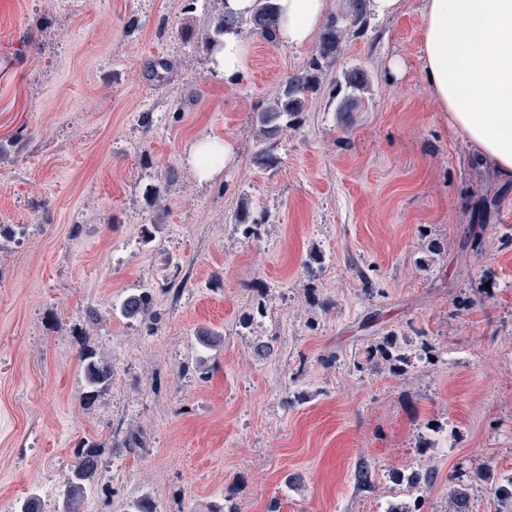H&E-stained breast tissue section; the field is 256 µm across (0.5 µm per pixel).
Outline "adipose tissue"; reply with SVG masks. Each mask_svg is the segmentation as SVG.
I'll list each match as a JSON object with an SVG mask.
<instances>
[{
    "label": "adipose tissue",
    "instance_id": "ef3b65f1",
    "mask_svg": "<svg viewBox=\"0 0 512 512\" xmlns=\"http://www.w3.org/2000/svg\"><path fill=\"white\" fill-rule=\"evenodd\" d=\"M280 43H312L329 0H277ZM422 75L449 127L512 180V0H424ZM248 46L227 31L210 57L225 84L246 71Z\"/></svg>",
    "mask_w": 512,
    "mask_h": 512
}]
</instances>
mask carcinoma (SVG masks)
I'll use <instances>...</instances> for the list:
<instances>
[{"mask_svg": "<svg viewBox=\"0 0 512 512\" xmlns=\"http://www.w3.org/2000/svg\"><path fill=\"white\" fill-rule=\"evenodd\" d=\"M278 7L276 0H255L250 15L239 16L224 11V0H215L214 13L199 31L200 39L207 53H212L221 44L224 32L240 31L247 27L270 43L276 42ZM368 0H344L343 10L331 16L324 27L318 45L306 66L288 76L275 96L257 111L253 117L256 129V159L260 164L271 167L277 163L272 153L271 141L281 132L290 128L303 112L307 111L310 98L318 92L323 83H329L332 98L336 99V111L353 110L359 94L368 85L367 73L360 67L345 69L341 75L327 81L341 55L343 43L349 36L360 37L369 27ZM152 295L147 291L131 293L120 304L119 312L126 319H145L151 315ZM369 358L380 359L393 367L407 363L404 350L394 337L386 338L374 347ZM85 384L90 396L106 392L112 383V364L91 350L79 353ZM98 444L88 442L75 451L72 475L65 486L61 512H80L88 488L95 481L98 467ZM395 482H407L414 490L413 508L397 512H422L424 496L434 480V471L418 472L408 476L401 472L392 475ZM498 500L506 512H512V475L502 477L495 489Z\"/></svg>", "mask_w": 512, "mask_h": 512, "instance_id": "1", "label": "carcinoma"}]
</instances>
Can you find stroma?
<instances>
[{"label": "stroma", "instance_id": "stroma-1", "mask_svg": "<svg viewBox=\"0 0 512 512\" xmlns=\"http://www.w3.org/2000/svg\"><path fill=\"white\" fill-rule=\"evenodd\" d=\"M404 2L343 47L338 68L369 77L355 111L321 88L265 167L253 115L313 46L243 31L229 87L196 35L210 0H0V224L23 230L0 240V512L32 494L58 512L85 441L100 466L82 512H383L410 498L391 471L428 469L425 512L460 487L497 512L512 182L449 129L422 80L423 0ZM202 141L229 149L209 176ZM245 200L255 237L233 223ZM144 287L151 316L126 320ZM393 332L436 359L367 364ZM87 349L112 364L91 398ZM130 428L143 448L119 452Z\"/></svg>", "mask_w": 512, "mask_h": 512}]
</instances>
